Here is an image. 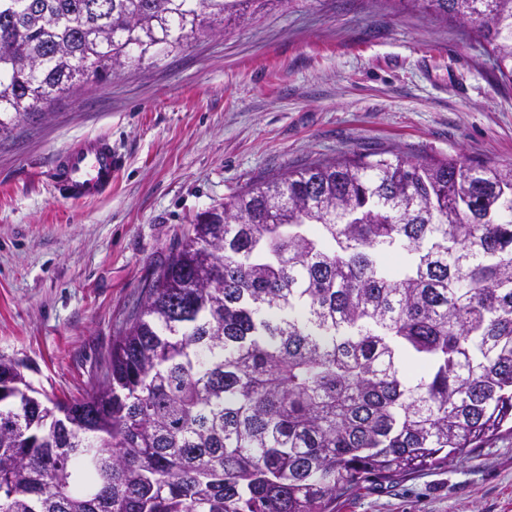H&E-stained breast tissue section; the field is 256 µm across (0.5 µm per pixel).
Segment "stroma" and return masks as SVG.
Here are the masks:
<instances>
[{
	"label": "stroma",
	"instance_id": "stroma-1",
	"mask_svg": "<svg viewBox=\"0 0 512 512\" xmlns=\"http://www.w3.org/2000/svg\"><path fill=\"white\" fill-rule=\"evenodd\" d=\"M97 135L126 160L111 193L55 198L50 163ZM386 150L512 161V86L478 41L411 6L300 0L83 85L0 136V357L42 399L85 397L205 212L251 181ZM336 512H512V433Z\"/></svg>",
	"mask_w": 512,
	"mask_h": 512
}]
</instances>
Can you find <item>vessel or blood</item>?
<instances>
[{
  "mask_svg": "<svg viewBox=\"0 0 512 512\" xmlns=\"http://www.w3.org/2000/svg\"><path fill=\"white\" fill-rule=\"evenodd\" d=\"M120 167L121 158L110 142L88 137L56 156L49 182L60 197L89 203L111 191Z\"/></svg>",
  "mask_w": 512,
  "mask_h": 512,
  "instance_id": "1",
  "label": "vessel or blood"
}]
</instances>
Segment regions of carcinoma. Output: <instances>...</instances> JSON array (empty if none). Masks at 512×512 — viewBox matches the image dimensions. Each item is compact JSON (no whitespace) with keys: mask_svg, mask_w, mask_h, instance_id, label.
Returning <instances> with one entry per match:
<instances>
[{"mask_svg":"<svg viewBox=\"0 0 512 512\" xmlns=\"http://www.w3.org/2000/svg\"><path fill=\"white\" fill-rule=\"evenodd\" d=\"M423 6L512 82V0ZM299 0H0V133L77 85ZM0 512H332L512 423V162L319 159L207 212L103 380L0 360Z\"/></svg>","mask_w":512,"mask_h":512,"instance_id":"1","label":"carcinoma"}]
</instances>
